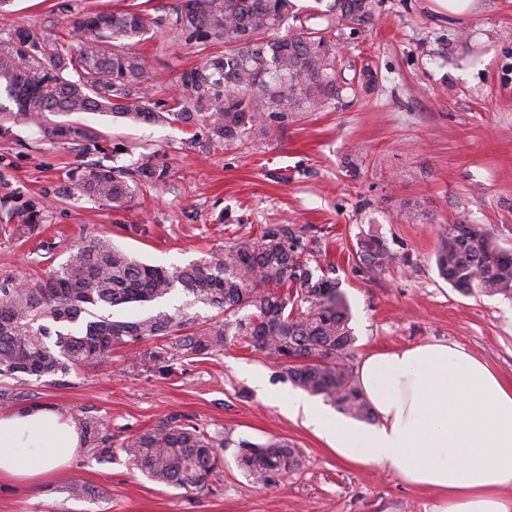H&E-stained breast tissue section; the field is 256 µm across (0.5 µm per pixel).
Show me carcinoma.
I'll return each instance as SVG.
<instances>
[{
    "label": "carcinoma",
    "mask_w": 512,
    "mask_h": 512,
    "mask_svg": "<svg viewBox=\"0 0 512 512\" xmlns=\"http://www.w3.org/2000/svg\"><path fill=\"white\" fill-rule=\"evenodd\" d=\"M328 28L353 30L373 23L372 0H334ZM292 0H184L172 25L208 44L224 45L202 65L185 71L170 112L149 98L152 75L125 51L155 21L126 8L77 22L89 37L76 47L37 38L23 55L0 43V94L12 102L14 121H39L49 114L103 112L133 122L193 125L200 121L219 140H242L254 127L271 136L294 111L321 112L338 100L341 54L336 42L302 21L279 34ZM77 79L72 80L68 73ZM127 172L96 166L79 189L122 207L133 194ZM32 235L39 230L31 211L13 215ZM357 257L374 269L399 261L376 236L358 241ZM438 275L456 291L512 298V251L499 245L484 224L448 225L435 253ZM224 315L196 326L162 307L175 290ZM155 308L145 316L119 318V307ZM253 313L237 317L244 308ZM349 302L336 280L314 276L304 250L288 228L263 227L245 239L207 253L185 266L141 262L102 234L81 237L67 260L46 277L18 287L0 284V381L65 376L112 361L117 346L153 341L143 362L158 365L224 350L230 339L265 352L283 367L295 387L333 403L349 418L372 421L351 366L356 343ZM84 444L99 458L112 457V435L96 418L82 420ZM224 442L172 418L121 445L148 478L201 493L217 476ZM240 468L269 483L299 470L300 453L277 440L238 442Z\"/></svg>",
    "instance_id": "1"
}]
</instances>
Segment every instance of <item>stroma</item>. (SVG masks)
<instances>
[{
    "label": "stroma",
    "instance_id": "35a3bbf8",
    "mask_svg": "<svg viewBox=\"0 0 512 512\" xmlns=\"http://www.w3.org/2000/svg\"><path fill=\"white\" fill-rule=\"evenodd\" d=\"M374 22L340 26L336 42L349 86L321 112H296L276 135L251 130L241 145L185 128L96 112L50 124L0 119V283L64 262L82 235L102 232L143 262L184 266L237 238L282 224L300 237L314 275L340 283L350 304L355 361L374 352L444 341L512 382V300L465 296L435 266L439 235L456 222L484 224L512 248V0H477L466 16H441L433 0H373ZM159 19L134 45L154 76L150 98L168 110L174 85L219 45L202 47L172 25L180 0H11L0 40L23 28L60 45L77 21L129 4ZM96 138L87 147L85 134ZM161 172L140 183L141 164ZM126 170L123 207L82 195L90 167ZM37 212V237L7 234L16 211ZM414 221H406V212ZM380 237L399 258L375 270L357 241ZM147 342L114 349L105 367L0 383V412L45 406L72 421L94 417L112 433L110 461L79 446L40 483H0V512H431V492L393 469L351 465L301 420L289 418L292 385L266 353L228 342L223 352L145 367ZM180 419L231 437L208 489L191 493L146 478L121 452L160 421ZM285 440L300 452L295 473L265 485L238 466L236 441ZM94 487L76 498L71 483Z\"/></svg>",
    "mask_w": 512,
    "mask_h": 512
}]
</instances>
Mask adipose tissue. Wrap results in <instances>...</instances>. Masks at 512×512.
Listing matches in <instances>:
<instances>
[{"mask_svg":"<svg viewBox=\"0 0 512 512\" xmlns=\"http://www.w3.org/2000/svg\"><path fill=\"white\" fill-rule=\"evenodd\" d=\"M356 384L377 421L334 417L298 395L285 407L353 465L396 469L433 512H512V383L465 350L419 344L368 355ZM74 422L46 408L0 413V481H38L71 461Z\"/></svg>","mask_w":512,"mask_h":512,"instance_id":"ef3b65f1","label":"adipose tissue"}]
</instances>
